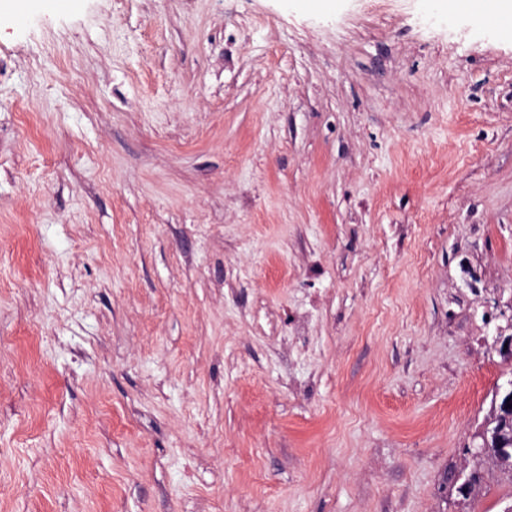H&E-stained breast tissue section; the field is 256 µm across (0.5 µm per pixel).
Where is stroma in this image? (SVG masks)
I'll return each mask as SVG.
<instances>
[{
    "label": "stroma",
    "instance_id": "1",
    "mask_svg": "<svg viewBox=\"0 0 512 512\" xmlns=\"http://www.w3.org/2000/svg\"><path fill=\"white\" fill-rule=\"evenodd\" d=\"M501 329L496 23L0 0V512H503ZM507 404H512V379L506 381L502 385L501 399L498 408L496 409L495 418L493 419L494 422L497 417H500L499 420H511L512 407L507 408ZM496 424L497 422L494 423L493 426ZM480 438L482 439L481 444H477L473 448L468 449L474 457H484L489 448L506 447L503 445L507 444V441L503 437V430L499 424L492 427L490 422L487 423L480 433Z\"/></svg>",
    "mask_w": 512,
    "mask_h": 512
}]
</instances>
